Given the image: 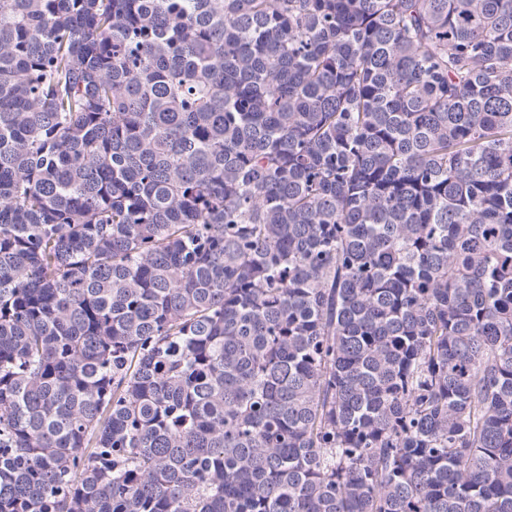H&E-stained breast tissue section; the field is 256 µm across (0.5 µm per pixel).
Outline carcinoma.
<instances>
[{
    "label": "carcinoma",
    "mask_w": 512,
    "mask_h": 512,
    "mask_svg": "<svg viewBox=\"0 0 512 512\" xmlns=\"http://www.w3.org/2000/svg\"><path fill=\"white\" fill-rule=\"evenodd\" d=\"M0 512H512V0H0Z\"/></svg>",
    "instance_id": "carcinoma-1"
}]
</instances>
